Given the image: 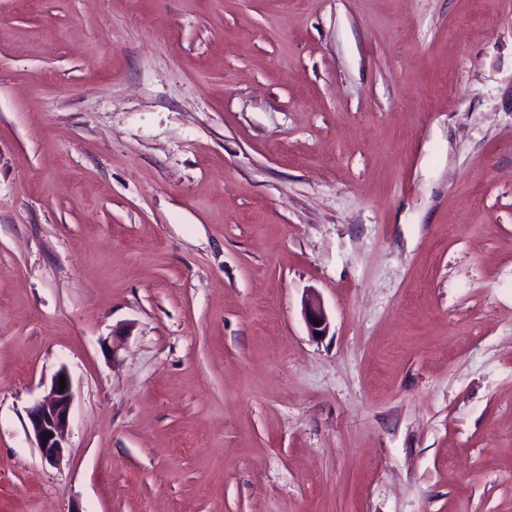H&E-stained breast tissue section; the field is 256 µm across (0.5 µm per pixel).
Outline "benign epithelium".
<instances>
[{
    "label": "benign epithelium",
    "mask_w": 512,
    "mask_h": 512,
    "mask_svg": "<svg viewBox=\"0 0 512 512\" xmlns=\"http://www.w3.org/2000/svg\"><path fill=\"white\" fill-rule=\"evenodd\" d=\"M302 316L311 336L327 335L329 316L321 300L311 294L302 301ZM65 388H60V380ZM73 403L72 385L66 370H59L52 379L46 399L28 410V420L43 460L51 465L59 463L66 448L70 410Z\"/></svg>",
    "instance_id": "obj_1"
}]
</instances>
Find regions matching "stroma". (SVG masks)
<instances>
[{
    "instance_id": "stroma-1",
    "label": "stroma",
    "mask_w": 512,
    "mask_h": 512,
    "mask_svg": "<svg viewBox=\"0 0 512 512\" xmlns=\"http://www.w3.org/2000/svg\"><path fill=\"white\" fill-rule=\"evenodd\" d=\"M0 512H512V0H0ZM302 316L310 336L318 337L316 333H321V336L327 335L330 328L329 316L317 296L313 294L305 296L302 301ZM65 388L60 391V379ZM72 385L66 370H59L52 379L46 399L28 410V420L43 460L51 465L59 463L66 448L70 410L73 403ZM49 432V436L45 435Z\"/></svg>"
}]
</instances>
